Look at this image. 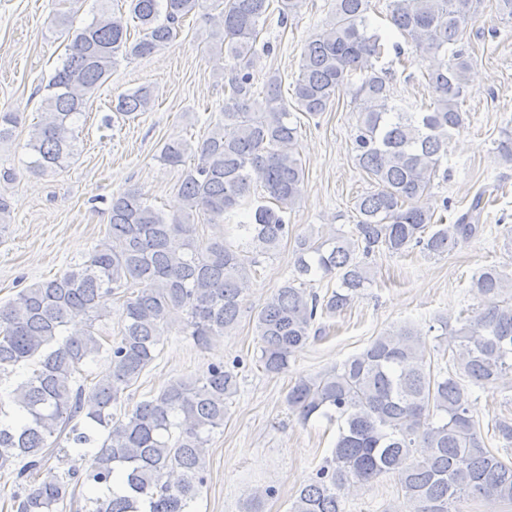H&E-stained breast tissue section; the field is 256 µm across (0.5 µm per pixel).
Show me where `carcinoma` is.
I'll return each instance as SVG.
<instances>
[{"mask_svg":"<svg viewBox=\"0 0 512 512\" xmlns=\"http://www.w3.org/2000/svg\"><path fill=\"white\" fill-rule=\"evenodd\" d=\"M124 2L126 12L100 0L92 22L74 31L30 133V172L67 169L80 118L112 70L167 47L191 14L203 16L212 45L231 60L224 106L205 137H172L160 150L163 164L183 167L180 211L167 215L139 191L113 195L107 232L87 260L0 305V373L20 376L0 390V473L19 488L15 512H193L206 445L224 426L237 376L212 363L204 375L172 381L120 415L114 406L158 355L172 315L183 316L182 331L201 348L235 329L252 275L292 233L287 215L302 199L297 115L277 74L260 84L252 72L272 0ZM482 2L388 0L391 26L426 64L432 99L418 112L394 102L377 67L388 51L399 58L404 50L372 27L371 0H336L331 19L307 39L293 83L295 108L315 117L337 94L351 95L354 161L373 189L355 201L352 231L296 236L295 274L255 321L265 373L286 372L290 358L322 333L317 315L343 309L372 284L369 256L416 248L442 256L485 231L481 195L452 224L434 220L424 203L448 156V136L464 123L470 62L456 44ZM153 104L144 85L119 94L112 111L134 119ZM255 183L269 204H254ZM198 214L231 223L244 243L199 239ZM317 276L336 277V289L312 292ZM470 288L477 309L454 328L441 322L452 369L435 366L421 332L404 324L342 365L290 386L288 407L302 421L340 422L332 458L299 490L290 512H343L349 487L382 474L397 477L412 512H459L457 503L468 497L512 500V463L487 448L460 382L484 386L512 371V272L487 266ZM120 293L122 329L106 349L95 323ZM104 352L112 368L87 389L82 368ZM491 430L512 445V419H495ZM63 442L78 450L82 467L38 479ZM84 486L99 495L82 506L76 489Z\"/></svg>","mask_w":512,"mask_h":512,"instance_id":"cac0c4a2","label":"carcinoma"}]
</instances>
